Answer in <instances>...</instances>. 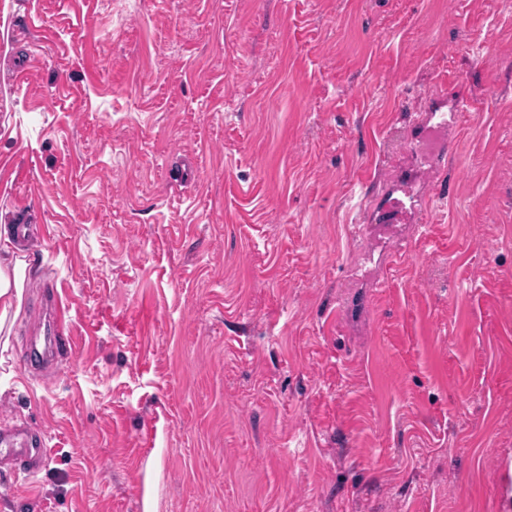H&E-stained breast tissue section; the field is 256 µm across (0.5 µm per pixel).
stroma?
<instances>
[{"mask_svg": "<svg viewBox=\"0 0 512 512\" xmlns=\"http://www.w3.org/2000/svg\"><path fill=\"white\" fill-rule=\"evenodd\" d=\"M431 106L461 112L425 166L388 137ZM21 222L0 428L45 459H0V512L512 492V0H0ZM53 296L72 345L33 366Z\"/></svg>", "mask_w": 512, "mask_h": 512, "instance_id": "35a3bbf8", "label": "stroma"}]
</instances>
